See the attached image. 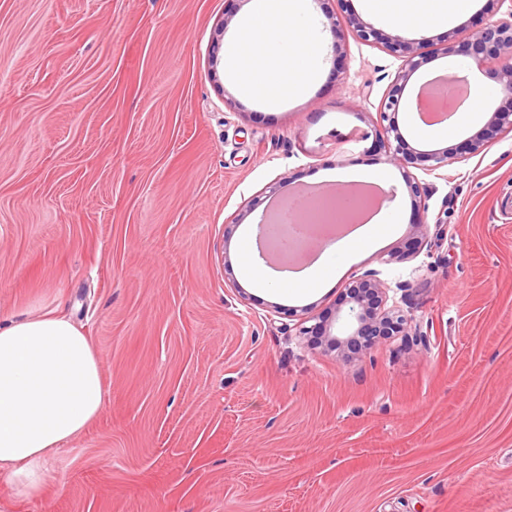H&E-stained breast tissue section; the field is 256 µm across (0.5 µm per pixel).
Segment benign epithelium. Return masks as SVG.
<instances>
[{
  "instance_id": "obj_1",
  "label": "benign epithelium",
  "mask_w": 512,
  "mask_h": 512,
  "mask_svg": "<svg viewBox=\"0 0 512 512\" xmlns=\"http://www.w3.org/2000/svg\"><path fill=\"white\" fill-rule=\"evenodd\" d=\"M346 24L357 40L378 46L401 61L377 111L380 129L376 133V147L384 153L387 162L402 171L414 209L424 214L428 210L425 187L413 170L430 175L448 165L450 160L483 152L495 136L512 130V20L488 22L480 30L461 39L458 45L444 48L446 55L461 53L471 57L479 68L494 60L500 62V67L495 70L496 79L502 93L511 101L509 106L499 107L491 114L484 127L466 140L464 151L460 153L446 147L418 149L407 141L399 127L397 116L405 88L426 60L424 46L399 34H384L354 14L346 18ZM343 304L348 306L347 316H342V308L338 307L331 317L312 326H299V335L329 336L332 344L339 347L367 349L378 337L399 334L407 326V318L400 309L386 307L387 288L375 272H367L353 280L346 288ZM342 319L347 323L348 333H333L335 325Z\"/></svg>"
}]
</instances>
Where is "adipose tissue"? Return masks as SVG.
<instances>
[{
	"label": "adipose tissue",
	"instance_id": "adipose-tissue-1",
	"mask_svg": "<svg viewBox=\"0 0 512 512\" xmlns=\"http://www.w3.org/2000/svg\"><path fill=\"white\" fill-rule=\"evenodd\" d=\"M366 7L403 29L445 28L469 10L472 0H364ZM310 0H256L229 37L227 69L250 97L280 102L303 95L318 78L331 43ZM495 83L477 85L468 108L452 124L418 125L421 141L452 142L482 118ZM402 215L384 210L348 237L323 250L308 269L274 277L254 258V240L242 238L244 273L265 288L310 295L327 287L358 253L382 244ZM105 391L96 351L67 319L47 313L0 323V477L26 499L42 497L48 460L99 415Z\"/></svg>",
	"mask_w": 512,
	"mask_h": 512
}]
</instances>
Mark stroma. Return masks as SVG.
Returning a JSON list of instances; mask_svg holds the SVG:
<instances>
[{
	"mask_svg": "<svg viewBox=\"0 0 512 512\" xmlns=\"http://www.w3.org/2000/svg\"><path fill=\"white\" fill-rule=\"evenodd\" d=\"M249 0H0V317L48 310L93 343L98 418L0 512H512V132L424 176L427 229L375 147L399 61L336 38L285 105L245 96L211 44ZM512 16L475 0L455 45ZM435 55L420 87L448 73ZM388 171L402 228L299 299L260 287L238 242L327 169ZM257 210L247 211L252 198ZM378 271L408 333L358 353L300 321Z\"/></svg>",
	"mask_w": 512,
	"mask_h": 512,
	"instance_id": "obj_1",
	"label": "stroma"
}]
</instances>
